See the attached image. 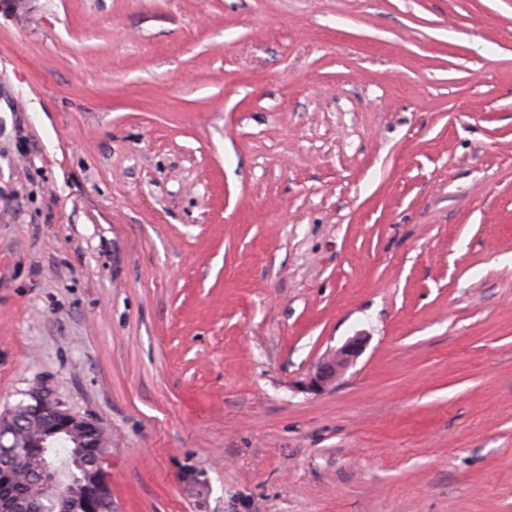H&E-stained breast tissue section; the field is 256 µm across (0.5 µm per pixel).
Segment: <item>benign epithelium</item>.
<instances>
[{
    "label": "benign epithelium",
    "mask_w": 512,
    "mask_h": 512,
    "mask_svg": "<svg viewBox=\"0 0 512 512\" xmlns=\"http://www.w3.org/2000/svg\"><path fill=\"white\" fill-rule=\"evenodd\" d=\"M362 342L353 338L342 347L328 353L310 380L316 390L334 383L361 354ZM29 401L0 415V470L8 468L14 481L28 479L37 492L25 505L27 512H41L45 493L55 496V512H75L78 498L67 483L72 463L54 455L55 442L71 435L84 447L94 452L106 449L107 440L98 425L90 419L80 418L63 409L46 389L36 387L26 393Z\"/></svg>",
    "instance_id": "1"
}]
</instances>
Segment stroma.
<instances>
[{
	"label": "stroma",
	"mask_w": 512,
	"mask_h": 512,
	"mask_svg": "<svg viewBox=\"0 0 512 512\" xmlns=\"http://www.w3.org/2000/svg\"><path fill=\"white\" fill-rule=\"evenodd\" d=\"M37 386L112 512H512V0L0 11V414ZM362 342L353 338L342 347L328 353L317 367L316 373L310 380L315 390H323L336 383V380L361 354Z\"/></svg>",
	"instance_id": "stroma-1"
}]
</instances>
